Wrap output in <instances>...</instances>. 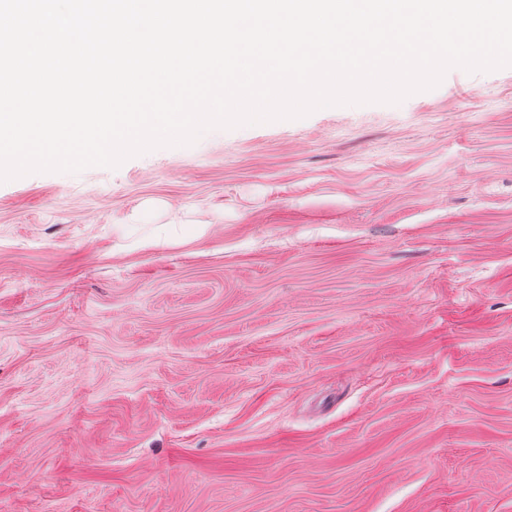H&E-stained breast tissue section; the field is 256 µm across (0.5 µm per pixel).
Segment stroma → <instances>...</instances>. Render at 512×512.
<instances>
[{
    "label": "stroma",
    "instance_id": "obj_1",
    "mask_svg": "<svg viewBox=\"0 0 512 512\" xmlns=\"http://www.w3.org/2000/svg\"><path fill=\"white\" fill-rule=\"evenodd\" d=\"M0 512H512V67L0 183Z\"/></svg>",
    "mask_w": 512,
    "mask_h": 512
}]
</instances>
